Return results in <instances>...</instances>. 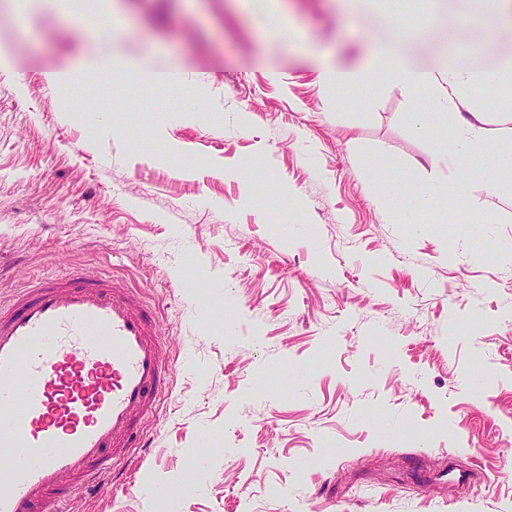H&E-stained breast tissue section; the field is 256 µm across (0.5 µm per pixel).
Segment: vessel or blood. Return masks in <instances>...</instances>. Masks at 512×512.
I'll use <instances>...</instances> for the list:
<instances>
[{
    "instance_id": "vessel-or-blood-1",
    "label": "vessel or blood",
    "mask_w": 512,
    "mask_h": 512,
    "mask_svg": "<svg viewBox=\"0 0 512 512\" xmlns=\"http://www.w3.org/2000/svg\"><path fill=\"white\" fill-rule=\"evenodd\" d=\"M156 312L113 277L72 271L0 304V512H73L168 391Z\"/></svg>"
}]
</instances>
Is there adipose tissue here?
<instances>
[{
  "mask_svg": "<svg viewBox=\"0 0 512 512\" xmlns=\"http://www.w3.org/2000/svg\"><path fill=\"white\" fill-rule=\"evenodd\" d=\"M410 36L404 28H396L395 36L381 49L379 55L358 68H327L322 72L326 84L359 94L362 100L371 97L374 77L380 76L402 84L408 92L416 93L446 83L449 87L461 85H489L512 81V61L499 71L463 70L444 66L437 70H423L410 62L401 45ZM445 109L434 122H427L421 113H414L412 121L418 133L431 136L437 150L431 158L433 165L447 168L448 177L458 187L478 183L486 190L500 185L505 173L512 172V148L484 149V128L481 118L457 116L455 124H448L447 107L453 106L452 97H445Z\"/></svg>",
  "mask_w": 512,
  "mask_h": 512,
  "instance_id": "adipose-tissue-1",
  "label": "adipose tissue"
}]
</instances>
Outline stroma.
Segmentation results:
<instances>
[{
  "label": "stroma",
  "instance_id": "obj_1",
  "mask_svg": "<svg viewBox=\"0 0 512 512\" xmlns=\"http://www.w3.org/2000/svg\"><path fill=\"white\" fill-rule=\"evenodd\" d=\"M384 8L423 27L404 45L418 66L441 44L464 69L512 60L484 0ZM10 9L0 301L110 274L158 307L173 369L141 468L74 487L76 512H512V177L460 211L412 205L447 190L412 125L432 93L382 83L365 107L320 79L392 38L382 14L276 0L273 31L246 0H37L23 28ZM105 53L187 91L91 68ZM455 103L488 147L512 143L498 90ZM255 156L268 181L238 175Z\"/></svg>",
  "mask_w": 512,
  "mask_h": 512
}]
</instances>
